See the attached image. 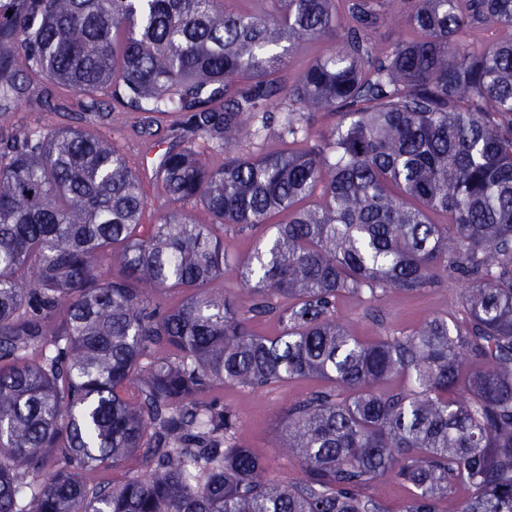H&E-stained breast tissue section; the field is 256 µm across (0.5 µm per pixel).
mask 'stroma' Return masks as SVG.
<instances>
[{
	"label": "stroma",
	"mask_w": 512,
	"mask_h": 512,
	"mask_svg": "<svg viewBox=\"0 0 512 512\" xmlns=\"http://www.w3.org/2000/svg\"><path fill=\"white\" fill-rule=\"evenodd\" d=\"M46 91L53 111H41L37 90H27L0 110V136L37 129L47 123L56 127L79 126L83 114L80 98L53 84L47 85ZM144 120V113L118 107L113 110L110 123L102 128L103 134L120 145L135 164L145 157L153 143L152 138L140 133ZM474 284L471 278L448 276L438 279L421 294L402 295L392 301L373 302L365 296H345L338 301L336 314L352 335L365 340L412 331L434 315L455 323L462 317L461 294ZM314 386L311 380L291 379L258 389L231 385L224 388L221 401L235 412L241 439L266 459L265 476L269 480L296 482L304 475L300 464L282 456L276 443L289 406Z\"/></svg>",
	"instance_id": "35a3bbf8"
}]
</instances>
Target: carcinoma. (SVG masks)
Segmentation results:
<instances>
[{
    "label": "carcinoma",
    "instance_id": "1",
    "mask_svg": "<svg viewBox=\"0 0 512 512\" xmlns=\"http://www.w3.org/2000/svg\"><path fill=\"white\" fill-rule=\"evenodd\" d=\"M260 2L0 0V108L49 80L84 110L0 139V512H387V476L403 512L460 487L459 512H512V0ZM105 86L144 135L174 118L151 162L100 134ZM146 176L169 209L143 236ZM439 270L479 280L460 323L362 341L336 319ZM295 378L321 386L288 407V484L217 393ZM271 235L268 226L258 230L228 228L224 231V249L232 255L244 258L252 254L259 238L265 242ZM380 493L389 512H401L410 494L408 489L394 481L393 477L385 479L380 486Z\"/></svg>",
    "mask_w": 512,
    "mask_h": 512
}]
</instances>
